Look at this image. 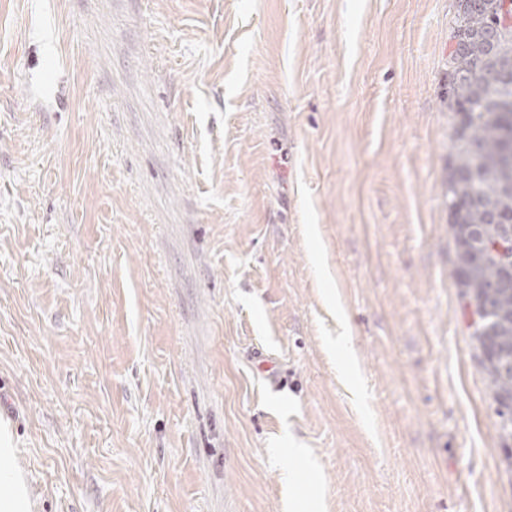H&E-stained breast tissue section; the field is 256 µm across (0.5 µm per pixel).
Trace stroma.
Segmentation results:
<instances>
[{
  "label": "stroma",
  "mask_w": 512,
  "mask_h": 512,
  "mask_svg": "<svg viewBox=\"0 0 512 512\" xmlns=\"http://www.w3.org/2000/svg\"><path fill=\"white\" fill-rule=\"evenodd\" d=\"M454 12L0 0V423L36 512H284L287 439L306 512H512L450 275Z\"/></svg>",
  "instance_id": "35a3bbf8"
}]
</instances>
